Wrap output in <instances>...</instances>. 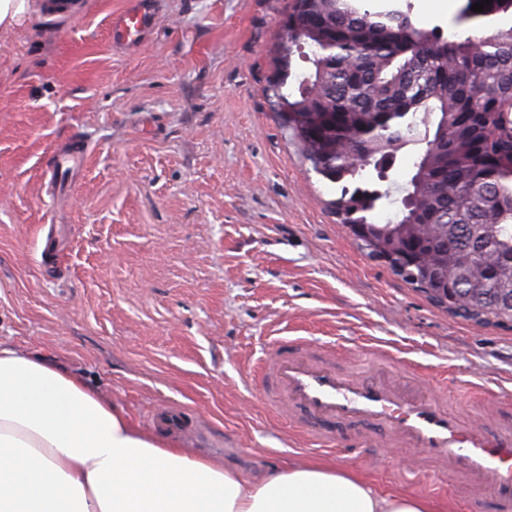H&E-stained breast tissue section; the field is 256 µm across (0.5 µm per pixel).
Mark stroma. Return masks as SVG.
Segmentation results:
<instances>
[{"instance_id":"stroma-1","label":"stroma","mask_w":512,"mask_h":512,"mask_svg":"<svg viewBox=\"0 0 512 512\" xmlns=\"http://www.w3.org/2000/svg\"><path fill=\"white\" fill-rule=\"evenodd\" d=\"M42 0L0 31V339L56 358L146 431L252 479L274 463L328 459L379 490L501 512L444 461L369 428L338 447L272 417L253 377L280 336L336 370L421 367L467 422L512 429V330L454 317L371 258L329 207L263 89L288 0H156L134 47L106 18L128 0ZM89 153L65 192L44 175ZM182 416L155 429L160 408Z\"/></svg>"}]
</instances>
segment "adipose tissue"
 <instances>
[{
	"label": "adipose tissue",
	"mask_w": 512,
	"mask_h": 512,
	"mask_svg": "<svg viewBox=\"0 0 512 512\" xmlns=\"http://www.w3.org/2000/svg\"><path fill=\"white\" fill-rule=\"evenodd\" d=\"M0 512H437L333 462L257 479L140 429L48 357L0 340Z\"/></svg>",
	"instance_id": "adipose-tissue-1"
}]
</instances>
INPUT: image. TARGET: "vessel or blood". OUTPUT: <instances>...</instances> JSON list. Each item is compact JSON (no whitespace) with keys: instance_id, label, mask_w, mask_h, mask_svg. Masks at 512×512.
Segmentation results:
<instances>
[{"instance_id":"1","label":"vessel or blood","mask_w":512,"mask_h":512,"mask_svg":"<svg viewBox=\"0 0 512 512\" xmlns=\"http://www.w3.org/2000/svg\"><path fill=\"white\" fill-rule=\"evenodd\" d=\"M154 20L151 0H130L108 20L113 43L138 44ZM277 356L263 376L261 395L277 411L282 400L303 411L321 446H335L336 426H375L395 436L406 448L428 458L458 464L472 480L485 485L501 502L512 504V432L487 433L463 424L459 417L431 397H405L381 376H352L319 361L310 343L277 339Z\"/></svg>"}]
</instances>
